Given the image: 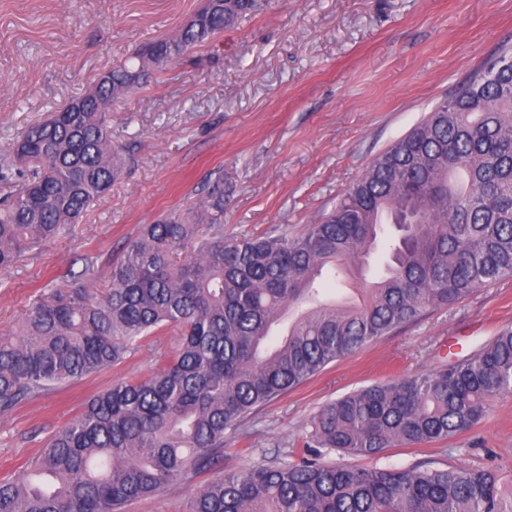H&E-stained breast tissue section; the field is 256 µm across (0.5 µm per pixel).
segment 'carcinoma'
<instances>
[{"label": "carcinoma", "mask_w": 512, "mask_h": 512, "mask_svg": "<svg viewBox=\"0 0 512 512\" xmlns=\"http://www.w3.org/2000/svg\"><path fill=\"white\" fill-rule=\"evenodd\" d=\"M257 0H205L135 63L26 127L0 156V268L79 223L124 173L112 105L253 13ZM512 46L370 162L300 236L279 227L224 240L223 177L193 210L145 224L112 262L99 299L85 284L33 302L0 333V416L120 363L142 339L179 333L168 362L95 395L29 470L0 480V512H126L224 458V441L257 408L368 344L512 278ZM388 261L357 304L315 286L376 250ZM512 395V329L441 370L353 391L310 421L295 462L230 471L185 512H512V479L491 467L365 470L320 449L375 456L472 429Z\"/></svg>", "instance_id": "cac0c4a2"}]
</instances>
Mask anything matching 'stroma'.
<instances>
[{
	"label": "stroma",
	"instance_id": "stroma-1",
	"mask_svg": "<svg viewBox=\"0 0 512 512\" xmlns=\"http://www.w3.org/2000/svg\"><path fill=\"white\" fill-rule=\"evenodd\" d=\"M203 0H0V154L98 74L145 42L171 36ZM512 40V0H264L261 8L116 103L114 145L125 176L80 224L0 269V332L38 298L88 282L101 293L140 225L186 209L211 172L224 178V238L278 225L307 231L371 159ZM512 328V278L330 364L260 407L228 438L221 467L132 503L127 512H184L220 470L297 459L324 404L399 375L425 373ZM174 341L153 336L118 365L0 417V479L26 471L48 439L116 380L145 376ZM324 461L360 469L419 463L491 466L512 475V396L471 430L422 448Z\"/></svg>",
	"mask_w": 512,
	"mask_h": 512
}]
</instances>
